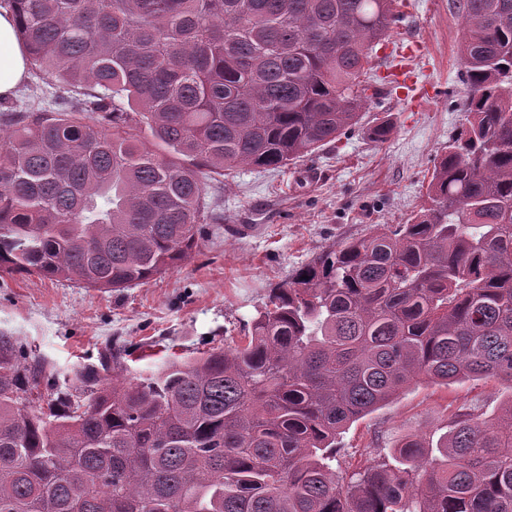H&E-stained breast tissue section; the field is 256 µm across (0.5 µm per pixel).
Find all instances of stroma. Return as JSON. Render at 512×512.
Here are the masks:
<instances>
[{
	"label": "stroma",
	"mask_w": 512,
	"mask_h": 512,
	"mask_svg": "<svg viewBox=\"0 0 512 512\" xmlns=\"http://www.w3.org/2000/svg\"><path fill=\"white\" fill-rule=\"evenodd\" d=\"M404 3L393 31L424 46L415 73L436 91L424 111L384 92L357 126L288 167H242L222 182L207 180L223 232L204 240L189 263L145 283L97 290L0 271V332L62 385L99 365L108 347L120 350L129 376L145 375L169 354L189 356L242 336L271 288L323 250L375 225L406 222L464 121L465 61L453 0ZM383 123L390 132L380 140L375 129ZM511 398V389L476 380L411 386L344 433L340 461H365L408 434L437 441L458 411L492 417Z\"/></svg>",
	"instance_id": "1"
}]
</instances>
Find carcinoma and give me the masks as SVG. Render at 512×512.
Returning <instances> with one entry per match:
<instances>
[{
    "instance_id": "carcinoma-1",
    "label": "carcinoma",
    "mask_w": 512,
    "mask_h": 512,
    "mask_svg": "<svg viewBox=\"0 0 512 512\" xmlns=\"http://www.w3.org/2000/svg\"><path fill=\"white\" fill-rule=\"evenodd\" d=\"M58 108L0 133V270L114 291L186 264L202 174L357 125L397 0H9ZM465 123L405 224L271 290L222 348L61 388L0 332V512H512V399L351 470L336 439L420 382L512 389V0H454ZM147 127L163 147L138 139ZM112 374L107 381L106 374Z\"/></svg>"
}]
</instances>
